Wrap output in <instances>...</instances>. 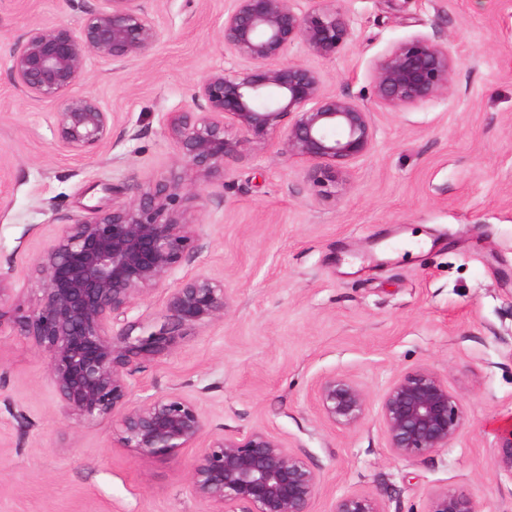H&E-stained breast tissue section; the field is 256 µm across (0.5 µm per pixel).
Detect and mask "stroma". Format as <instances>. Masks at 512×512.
<instances>
[{
  "label": "stroma",
  "mask_w": 512,
  "mask_h": 512,
  "mask_svg": "<svg viewBox=\"0 0 512 512\" xmlns=\"http://www.w3.org/2000/svg\"><path fill=\"white\" fill-rule=\"evenodd\" d=\"M96 5L0 0V274L25 310L38 297L33 263L66 219L111 203L116 187L192 179L163 118L192 108L207 71L238 66L222 41L233 0H144L161 40L126 64L88 59L83 88L111 112L112 134L72 155L57 142L55 105L15 87L11 60L28 28L80 27ZM339 6L352 36L336 55L297 42L284 59L369 112L371 151L326 187L274 141L225 161L223 184L201 187L197 254L128 318L160 323L167 287L198 272L223 282L231 305L142 363L132 398L176 391L208 432L269 431L323 474L313 512L351 490L377 494L386 512H423L447 485L479 512H512V479L492 466L497 428L512 421V0ZM415 36L454 48L453 91L396 110L376 98L373 66ZM416 367L447 380L465 422L448 447L404 460L380 404ZM332 374L369 396L355 427L322 414L316 384ZM191 460L142 457L115 447L111 425L65 418L43 354L0 326V512H204Z\"/></svg>",
  "instance_id": "1"
}]
</instances>
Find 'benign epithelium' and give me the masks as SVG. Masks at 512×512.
I'll use <instances>...</instances> for the list:
<instances>
[{"label": "benign epithelium", "mask_w": 512, "mask_h": 512, "mask_svg": "<svg viewBox=\"0 0 512 512\" xmlns=\"http://www.w3.org/2000/svg\"><path fill=\"white\" fill-rule=\"evenodd\" d=\"M314 2L303 11L293 0H234L224 15V52L243 67L204 74L194 107L164 119L178 161L201 180H224V160L253 141L280 140L289 156L313 165V182L321 187L371 150L369 112L325 92L317 71L282 61L295 42L327 57L350 39V19L335 0ZM160 37L141 0H98L76 30L25 31L12 57L13 83L57 106L60 146L91 153L108 142L112 113L83 89L87 59L132 61L151 53ZM453 72L448 43L414 37L377 61L374 92L385 105L404 108L449 95ZM230 126L241 136H229ZM199 199L197 184L177 176L148 189L112 192V204L62 224L37 257L40 288L32 308L12 305V289L0 276V322L13 321L45 355L65 417L110 422L117 447L142 455L174 458L193 451L190 488L205 512H313L321 472L268 431L209 434L197 403L175 392L131 399L128 379L141 363L168 354L182 330L220 321L230 307L224 284L198 273L169 289L160 325L146 330L126 319L137 300L164 286L198 251V224L187 204ZM316 394L335 426L354 427L365 415L368 395L347 377L322 378ZM380 416L388 448L402 459L448 447L465 420L459 395L425 367L397 377L381 399ZM493 467L512 480L511 424L498 429ZM330 512L386 510L376 494L353 490L338 496ZM423 512L478 510L469 493L446 486L428 494Z\"/></svg>", "instance_id": "benign-epithelium-1"}]
</instances>
